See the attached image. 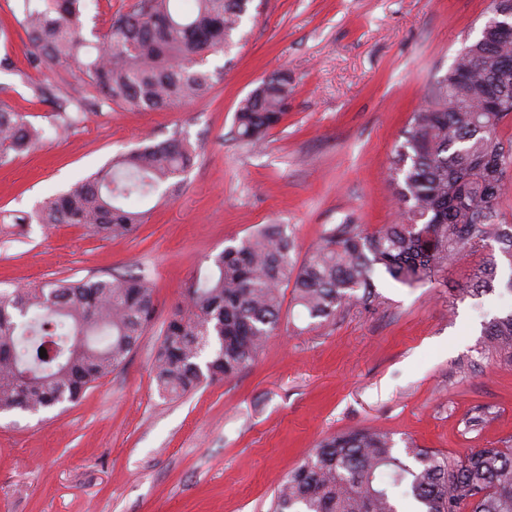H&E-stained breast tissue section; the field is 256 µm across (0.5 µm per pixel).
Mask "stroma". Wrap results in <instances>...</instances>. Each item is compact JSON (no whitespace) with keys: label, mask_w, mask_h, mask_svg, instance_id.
I'll use <instances>...</instances> for the list:
<instances>
[{"label":"stroma","mask_w":512,"mask_h":512,"mask_svg":"<svg viewBox=\"0 0 512 512\" xmlns=\"http://www.w3.org/2000/svg\"><path fill=\"white\" fill-rule=\"evenodd\" d=\"M491 0H253L242 38L208 56L205 97L165 111L71 102L73 77L28 64L16 0H0V103L44 136L0 166V214H23L140 145L180 135L194 152L181 188L153 195L137 235L102 240L69 224H0V289L57 278L142 275L157 315L124 366L79 404L0 413V512H269L274 489L325 436L391 433L451 457L512 440V363L482 333L512 312L501 264L493 291L459 295L468 262L443 281H377L373 306L311 326L285 299L281 328L235 377L162 396L154 355L184 283L207 257L262 224L305 256L324 229L393 223L392 148ZM293 77L288 114L265 144L233 134L239 103L271 72ZM78 123L56 135L58 105Z\"/></svg>","instance_id":"35a3bbf8"}]
</instances>
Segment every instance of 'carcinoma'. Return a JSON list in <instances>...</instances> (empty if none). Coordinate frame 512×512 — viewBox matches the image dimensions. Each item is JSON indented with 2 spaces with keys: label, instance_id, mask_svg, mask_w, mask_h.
<instances>
[{
  "label": "carcinoma",
  "instance_id": "1",
  "mask_svg": "<svg viewBox=\"0 0 512 512\" xmlns=\"http://www.w3.org/2000/svg\"><path fill=\"white\" fill-rule=\"evenodd\" d=\"M252 0H134L104 32H83L86 0H17L30 43L29 65L68 67L99 105L143 111L202 98L219 72L206 57L230 47ZM292 85L267 75L234 114L237 137L257 144L288 112ZM512 27L481 34L463 48L412 113L391 159L401 219L367 232L346 219L325 230L303 259L281 224H263L211 258L185 284L155 355L158 390L179 397L228 379L256 360L279 329L283 289L311 325L347 304L370 306L374 276L414 286L438 281L448 265L493 240L512 265V224L499 200L512 179ZM22 112L0 105V166L39 141ZM192 152L180 138L115 156L69 190L46 198L15 224L82 225L104 240L138 233L148 197L180 184ZM494 252L465 288L494 289ZM144 276L91 275L0 291V413L78 403L121 368L155 319ZM487 346L512 362V312L484 328ZM53 354L39 355L45 345ZM512 512V447L448 457L395 449L379 428H353L322 440L274 491L272 512Z\"/></svg>",
  "mask_w": 512,
  "mask_h": 512
}]
</instances>
